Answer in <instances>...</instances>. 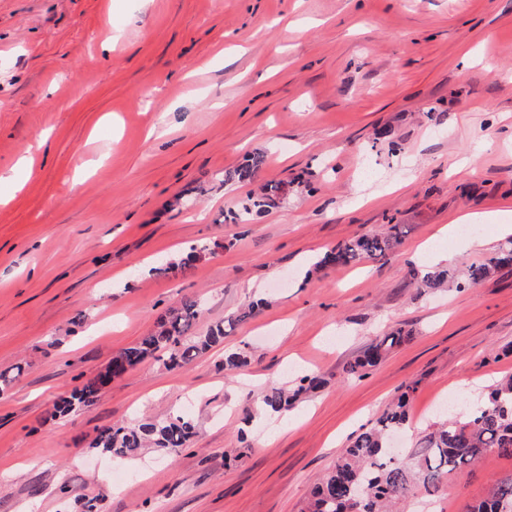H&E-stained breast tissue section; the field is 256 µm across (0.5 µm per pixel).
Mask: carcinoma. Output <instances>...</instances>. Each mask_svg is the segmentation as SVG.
<instances>
[{
	"label": "carcinoma",
	"mask_w": 512,
	"mask_h": 512,
	"mask_svg": "<svg viewBox=\"0 0 512 512\" xmlns=\"http://www.w3.org/2000/svg\"><path fill=\"white\" fill-rule=\"evenodd\" d=\"M263 164V157L252 156L242 167L225 175V180H251ZM285 191L286 186L280 183L263 184L258 193L248 198L244 213H261L275 204ZM402 242L400 225L389 224L382 232L363 234L336 245L317 266H349L366 259L381 260ZM208 251L206 245L193 246L185 258L163 263L156 272L175 273ZM511 264L512 240L484 261L471 265L467 278L462 281L451 267L427 274L416 269L411 271V276L423 291L453 286L466 288ZM256 310L257 305L250 304L227 323H218L206 335L195 336L193 330L200 314L198 302L186 300L172 306L159 316L147 336L112 358V377L121 376L145 358L155 357L160 352L165 365L186 368L202 353L223 342L236 325L253 318ZM405 340L407 337L397 331L372 342L359 358L346 366V373L362 376ZM108 383L110 380L101 375L86 381L70 397L56 404V414L65 415L77 407L91 405ZM320 385L318 377L304 376L294 388L271 389L265 396V405L274 413L287 412L295 408L302 395ZM415 391L416 385L407 386L393 408L351 441L336 465L314 486L306 512H392L394 507L400 512H414L418 502L436 495L443 481L475 465L488 452L512 458V376L493 385L469 413L455 415L425 434L403 457L390 450L389 436L408 423L410 394ZM195 434L191 420L176 416L147 420L135 426L103 428L90 447L117 457L133 456L142 448L176 455L188 447ZM467 512H512V477L491 480L485 496L471 504Z\"/></svg>",
	"instance_id": "obj_1"
}]
</instances>
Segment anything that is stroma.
Returning <instances> with one entry per match:
<instances>
[{
  "instance_id": "35a3bbf8",
  "label": "stroma",
  "mask_w": 512,
  "mask_h": 512,
  "mask_svg": "<svg viewBox=\"0 0 512 512\" xmlns=\"http://www.w3.org/2000/svg\"><path fill=\"white\" fill-rule=\"evenodd\" d=\"M262 153L254 181H225ZM0 512H301L319 476L408 384L409 441L438 398L467 404L512 374V267L418 292V246L454 214L512 222V0H0ZM288 197L228 221L263 183ZM387 224L386 259L319 267ZM211 253L176 275L174 252ZM196 331L255 317L189 367L148 358L95 402L56 403L164 311ZM402 330L362 377L345 366ZM244 353L240 372L224 356ZM322 384L282 418L256 409L302 375ZM181 414L174 456L118 462L102 428ZM512 458L444 481L464 512Z\"/></svg>"
}]
</instances>
